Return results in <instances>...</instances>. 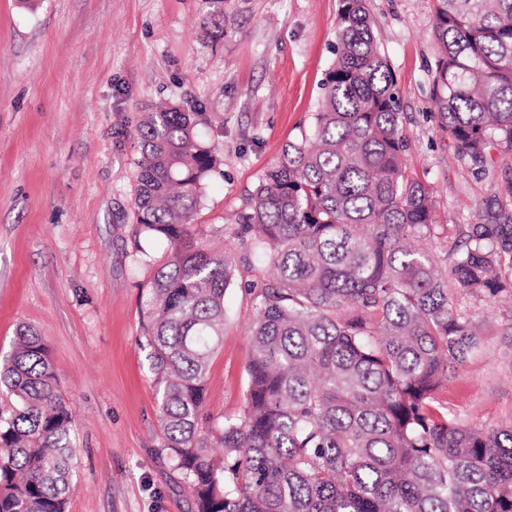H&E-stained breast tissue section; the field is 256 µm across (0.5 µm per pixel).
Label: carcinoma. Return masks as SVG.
Returning <instances> with one entry per match:
<instances>
[{"instance_id":"1","label":"carcinoma","mask_w":512,"mask_h":512,"mask_svg":"<svg viewBox=\"0 0 512 512\" xmlns=\"http://www.w3.org/2000/svg\"><path fill=\"white\" fill-rule=\"evenodd\" d=\"M200 40L224 38V0ZM431 117L461 168L512 156V0H434ZM313 123L227 223L194 227L222 160L204 112L142 113L139 234L164 239L141 345L162 452L192 512H512V423L450 412L440 392L485 347L459 300L512 298V181L499 224L459 229L445 256L436 191L407 164L404 113L366 0H340ZM254 304L241 410L207 409L210 361L239 266ZM0 512H66L76 438L49 349L31 327L0 358Z\"/></svg>"}]
</instances>
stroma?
I'll return each instance as SVG.
<instances>
[{"label":"stroma","instance_id":"1","mask_svg":"<svg viewBox=\"0 0 512 512\" xmlns=\"http://www.w3.org/2000/svg\"><path fill=\"white\" fill-rule=\"evenodd\" d=\"M339 0H224V38L197 32L205 0H0V356L20 326L48 344L77 433L68 512H189L159 454L156 391L139 346L154 270L133 269L138 116L173 103L212 117L224 160L195 215L224 218L308 129L334 59ZM395 76L409 138L407 163L432 183L443 215L438 252L461 224L490 221L512 181L497 163L464 172L429 118L433 0H368ZM239 267L225 297L230 323L212 357L207 408L243 403L254 309ZM486 348L449 381L450 413L483 426L512 422V305H471Z\"/></svg>","mask_w":512,"mask_h":512}]
</instances>
